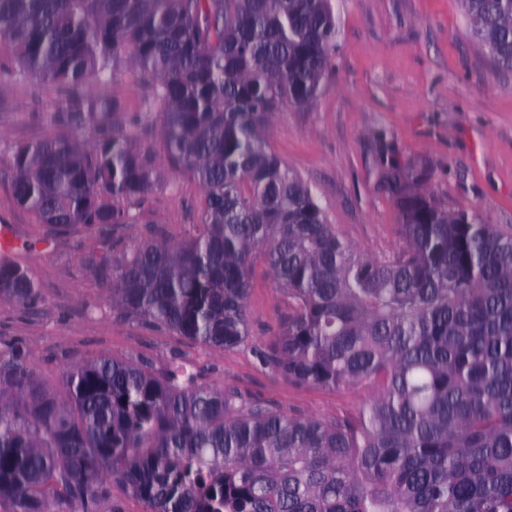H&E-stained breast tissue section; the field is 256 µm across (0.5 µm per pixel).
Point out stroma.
Here are the masks:
<instances>
[{"instance_id": "1", "label": "stroma", "mask_w": 512, "mask_h": 512, "mask_svg": "<svg viewBox=\"0 0 512 512\" xmlns=\"http://www.w3.org/2000/svg\"><path fill=\"white\" fill-rule=\"evenodd\" d=\"M332 4L338 36L321 89L308 106L284 105L268 133L271 150L311 187L328 223L362 254L394 255L403 245V216L392 179L421 177L442 207L478 211L512 231V70L478 48L459 0ZM6 82L0 156L44 137L67 97L64 87L19 69ZM86 89L144 113L133 137L155 157L157 181L132 207V221L113 226L106 242L84 232L52 240L17 203L13 174L0 165V227L10 231L0 260L23 267L40 290L31 308L0 298V349L22 345L39 384L58 393L66 370L109 356L156 374L180 361L199 384L298 417L330 421L358 412L367 390L297 385L258 359L288 314L263 255L252 260L247 339L237 348L201 347L113 306V267L138 245L176 243L193 233L204 192L161 158V116L146 108L148 79L120 60L111 77Z\"/></svg>"}]
</instances>
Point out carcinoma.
<instances>
[{
    "label": "carcinoma",
    "mask_w": 512,
    "mask_h": 512,
    "mask_svg": "<svg viewBox=\"0 0 512 512\" xmlns=\"http://www.w3.org/2000/svg\"><path fill=\"white\" fill-rule=\"evenodd\" d=\"M482 50L512 69V0H461ZM0 36L23 69L68 88L47 138L6 157L16 201L52 237L132 219L154 160L124 108L84 90L118 58L151 80L164 161L206 192L176 244L112 268V303L209 349L247 335L253 253L288 316L261 355L305 386L371 391L355 416L298 418L101 356L61 395L26 352L0 351V503L93 512L110 476L148 512H512V232L392 184L404 245L369 258L343 241L311 189L269 147L286 103L316 97L336 39L331 0H0ZM0 296L40 298L0 264Z\"/></svg>",
    "instance_id": "1"
}]
</instances>
